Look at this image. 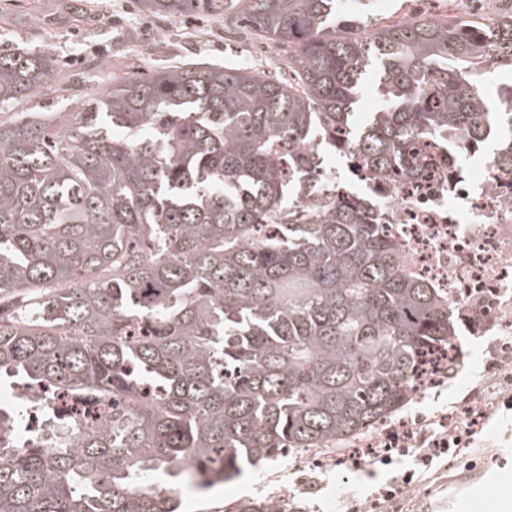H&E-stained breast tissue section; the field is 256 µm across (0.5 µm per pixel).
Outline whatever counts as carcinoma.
<instances>
[{"label":"carcinoma","mask_w":512,"mask_h":512,"mask_svg":"<svg viewBox=\"0 0 512 512\" xmlns=\"http://www.w3.org/2000/svg\"><path fill=\"white\" fill-rule=\"evenodd\" d=\"M177 17L224 9L295 47L288 81L171 66L70 112L0 122V374L112 398L93 422L11 450L0 408V512H179L200 490L292 452H338L450 377L448 293L356 200L321 147L391 180L459 133L512 169V107L465 72L512 67V0L492 24L399 19L366 38L337 0H139ZM54 59L0 54V103L32 97ZM373 77L382 105L352 117ZM227 512H278L244 499Z\"/></svg>","instance_id":"1"}]
</instances>
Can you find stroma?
<instances>
[{"label": "stroma", "instance_id": "1", "mask_svg": "<svg viewBox=\"0 0 512 512\" xmlns=\"http://www.w3.org/2000/svg\"><path fill=\"white\" fill-rule=\"evenodd\" d=\"M486 0H340L339 14L354 34H369L400 18L471 19L484 13ZM46 53L57 62L56 77L36 96L0 107V122L25 112H68L75 101L103 97L117 61L133 74L172 65L209 62L254 66L284 79L288 49L259 35L227 27L220 11L203 10L176 18L148 15L138 0H0V53L17 48ZM463 359L454 376L416 395L401 419L434 421L448 413L484 408L486 428L480 447L449 455L437 470L404 483L415 470V452L391 465L371 456L343 452L342 462L307 466L297 452L248 470L232 482L201 495L181 491V512H222L242 498L287 492L285 512H502L512 503V363L497 358V326L469 332L457 326ZM393 483L391 501L378 490Z\"/></svg>", "mask_w": 512, "mask_h": 512}]
</instances>
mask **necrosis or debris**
Masks as SVG:
<instances>
[{
  "label": "necrosis or debris",
  "mask_w": 512,
  "mask_h": 512,
  "mask_svg": "<svg viewBox=\"0 0 512 512\" xmlns=\"http://www.w3.org/2000/svg\"><path fill=\"white\" fill-rule=\"evenodd\" d=\"M474 151L463 135L424 139L417 174L393 182L351 162L336 175V195L382 209L411 271L512 334V171L488 159L466 167L461 158Z\"/></svg>",
  "instance_id": "necrosis-or-debris-1"
}]
</instances>
